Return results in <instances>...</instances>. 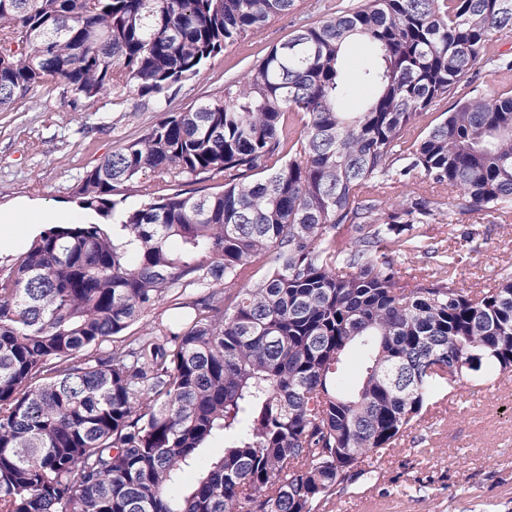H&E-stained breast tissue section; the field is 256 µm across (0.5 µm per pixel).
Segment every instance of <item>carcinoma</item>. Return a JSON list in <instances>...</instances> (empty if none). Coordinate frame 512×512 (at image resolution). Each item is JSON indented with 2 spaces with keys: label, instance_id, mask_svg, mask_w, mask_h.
<instances>
[{
  "label": "carcinoma",
  "instance_id": "obj_1",
  "mask_svg": "<svg viewBox=\"0 0 512 512\" xmlns=\"http://www.w3.org/2000/svg\"><path fill=\"white\" fill-rule=\"evenodd\" d=\"M295 2L0 0V112L54 79L91 105L160 93ZM508 26L512 0L338 8L78 178L90 220L0 266V512H328L438 384L512 369L511 267L472 294L389 258L444 268L415 225L512 218V90L467 80L512 74ZM415 174L448 209L388 203ZM346 59L344 79L348 94L345 100V109L347 112H357L367 95V89L361 81V68L367 55L359 43H350L346 49Z\"/></svg>",
  "mask_w": 512,
  "mask_h": 512
}]
</instances>
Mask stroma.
I'll list each match as a JSON object with an SVG mask.
<instances>
[{
    "mask_svg": "<svg viewBox=\"0 0 512 512\" xmlns=\"http://www.w3.org/2000/svg\"><path fill=\"white\" fill-rule=\"evenodd\" d=\"M335 3L298 0L294 14L227 46L199 76L152 96L129 94L120 111H91L59 81L35 88L13 111L0 112V206L28 197L74 209L70 189L80 175L162 113L223 95L225 84ZM458 229L472 230L474 243L456 238ZM422 231L453 252L448 273L457 287H494L500 269L512 266V221L465 213L454 224H426ZM371 466L372 474L340 495L332 512H512V377L464 376L438 386L421 426Z\"/></svg>",
    "mask_w": 512,
    "mask_h": 512,
    "instance_id": "stroma-1",
    "label": "stroma"
}]
</instances>
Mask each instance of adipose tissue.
<instances>
[{"label":"adipose tissue","instance_id":"1","mask_svg":"<svg viewBox=\"0 0 512 512\" xmlns=\"http://www.w3.org/2000/svg\"><path fill=\"white\" fill-rule=\"evenodd\" d=\"M80 221V216L74 212L23 202L12 210L0 211V247L12 250L30 242L43 224H77Z\"/></svg>","mask_w":512,"mask_h":512}]
</instances>
